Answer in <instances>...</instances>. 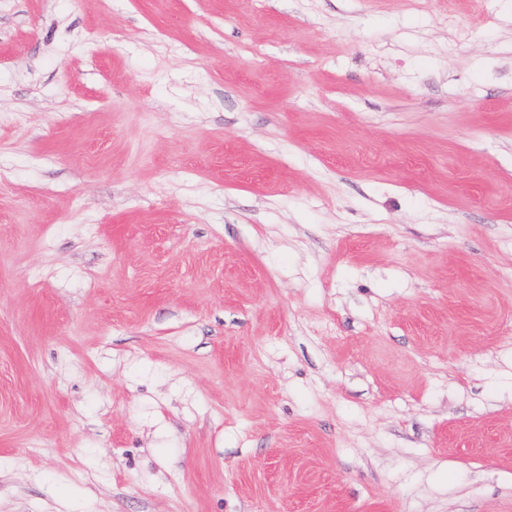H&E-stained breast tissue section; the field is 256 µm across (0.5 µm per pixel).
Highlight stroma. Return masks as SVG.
Segmentation results:
<instances>
[{"mask_svg": "<svg viewBox=\"0 0 512 512\" xmlns=\"http://www.w3.org/2000/svg\"><path fill=\"white\" fill-rule=\"evenodd\" d=\"M0 512H512V0H0Z\"/></svg>", "mask_w": 512, "mask_h": 512, "instance_id": "1", "label": "stroma"}]
</instances>
